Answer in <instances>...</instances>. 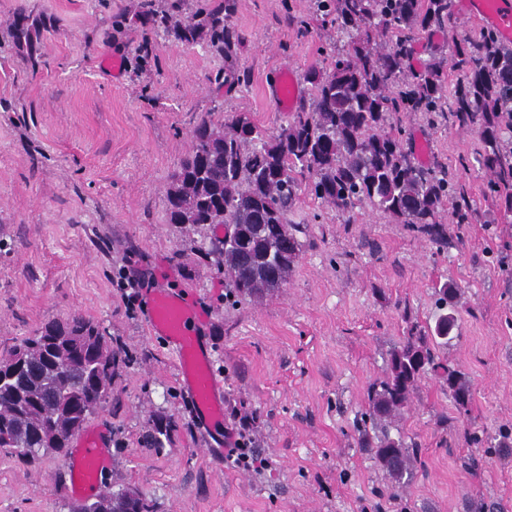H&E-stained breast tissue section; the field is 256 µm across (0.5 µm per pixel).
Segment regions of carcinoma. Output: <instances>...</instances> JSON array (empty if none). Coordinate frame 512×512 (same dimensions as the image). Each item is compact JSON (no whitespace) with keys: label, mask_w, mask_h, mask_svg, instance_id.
Returning <instances> with one entry per match:
<instances>
[{"label":"carcinoma","mask_w":512,"mask_h":512,"mask_svg":"<svg viewBox=\"0 0 512 512\" xmlns=\"http://www.w3.org/2000/svg\"><path fill=\"white\" fill-rule=\"evenodd\" d=\"M238 0L190 13L171 0L143 25L194 44L205 38L223 60L215 83L230 92L250 83L241 63L245 37L234 23ZM454 0H313L309 17L297 21L301 35L336 30L343 46L325 42L323 63L305 73L307 95L299 98L286 124L270 131L248 112L220 124L198 121L191 145L167 183L169 224L205 231L197 253L224 274L225 297L238 303L279 290L304 247L307 224L292 216L301 195L352 216L368 204L428 238L448 246L445 204L451 221L472 222L465 195L439 162L422 165L412 134L389 121L400 112H419L435 126L448 118L479 133L481 166L490 174L486 194L512 210V48L499 33L482 27L476 39L447 55L436 36L448 30ZM30 15L17 8L13 49L30 42ZM426 58L413 64L418 52ZM457 74L447 89V69ZM435 325H420L403 310L407 336L390 349L385 377L367 392L368 408L355 419L362 446L374 449L378 464L401 483L410 450L390 424L407 407L422 376L433 371L448 387L459 415L472 399L469 382L438 361L456 325V288H435ZM122 364L100 324L73 314L53 319L0 356V450L25 463L65 456L92 414L104 402ZM71 512H156L153 499L135 487L107 491Z\"/></svg>","instance_id":"carcinoma-1"}]
</instances>
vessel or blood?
<instances>
[{"mask_svg": "<svg viewBox=\"0 0 512 512\" xmlns=\"http://www.w3.org/2000/svg\"><path fill=\"white\" fill-rule=\"evenodd\" d=\"M467 9L480 24L496 27L505 43L512 44V0H467ZM298 93L292 70H281L274 95L281 107H290ZM150 330L165 339L178 358V376L186 400L205 430L224 425V388L216 377L204 334L206 316L177 293L160 285L144 291ZM109 459L99 439L82 441L74 448L70 470L74 486L80 490L95 487L99 472Z\"/></svg>", "mask_w": 512, "mask_h": 512, "instance_id": "vessel-or-blood-1", "label": "vessel or blood"}]
</instances>
